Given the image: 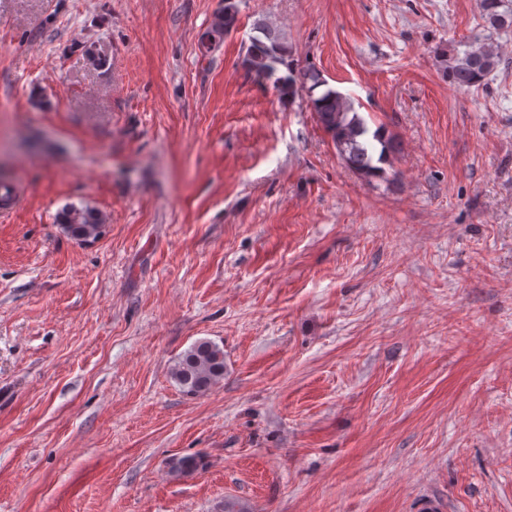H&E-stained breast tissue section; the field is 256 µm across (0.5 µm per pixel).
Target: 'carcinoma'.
I'll return each instance as SVG.
<instances>
[{"instance_id": "cac0c4a2", "label": "carcinoma", "mask_w": 512, "mask_h": 512, "mask_svg": "<svg viewBox=\"0 0 512 512\" xmlns=\"http://www.w3.org/2000/svg\"><path fill=\"white\" fill-rule=\"evenodd\" d=\"M481 15L492 28L512 27V16L500 12L502 0H478ZM232 3H225L224 13L215 17L210 30L202 38V45L209 50L226 35L234 17ZM258 36L252 38L250 48L242 64L256 77L274 79L279 95L291 100L306 94L312 112L322 129L330 136L344 164L360 177L371 180L383 179V165L398 152L397 142L380 130L368 136L365 120L355 111L350 99L342 92L328 86L320 71L307 67L296 73L275 76V64L283 62L284 46L279 35L266 23L257 21ZM500 62L499 47L485 38L477 45L448 62V82L456 87L478 86ZM57 223L71 239L88 243L100 239L105 231V217L89 207L70 205L57 215ZM171 378L182 390L191 395H203L224 379V350L208 340L191 345L171 368ZM200 460L182 457L173 460L171 471L192 474L198 470Z\"/></svg>"}]
</instances>
